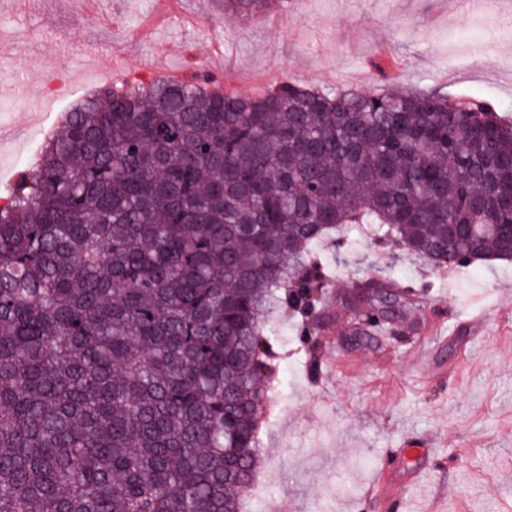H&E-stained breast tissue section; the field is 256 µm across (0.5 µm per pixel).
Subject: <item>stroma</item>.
Here are the masks:
<instances>
[{
    "mask_svg": "<svg viewBox=\"0 0 512 512\" xmlns=\"http://www.w3.org/2000/svg\"><path fill=\"white\" fill-rule=\"evenodd\" d=\"M201 19L162 23L139 37L153 0H112L114 23L81 20L80 0H0V195L37 158L40 129L111 71L190 77L214 39L240 91L272 86H416L491 102L512 115V0L473 14L458 0H306L280 25L229 14L224 0H182ZM179 41L184 52L160 45ZM66 73L69 95L46 100ZM336 281L317 302L322 347L304 341L306 315L278 311L273 410L260 435V466L246 512H512V263L442 270L382 243L370 224L312 248ZM412 289L391 321L401 339L366 338L347 302L354 280ZM427 448L416 458L408 446Z\"/></svg>",
    "mask_w": 512,
    "mask_h": 512,
    "instance_id": "35a3bbf8",
    "label": "stroma"
}]
</instances>
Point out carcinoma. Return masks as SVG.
<instances>
[{
    "instance_id": "cac0c4a2",
    "label": "carcinoma",
    "mask_w": 512,
    "mask_h": 512,
    "mask_svg": "<svg viewBox=\"0 0 512 512\" xmlns=\"http://www.w3.org/2000/svg\"><path fill=\"white\" fill-rule=\"evenodd\" d=\"M346 224L437 266L512 261V123L437 90L290 82L73 104L0 206V512H242L268 323Z\"/></svg>"
}]
</instances>
